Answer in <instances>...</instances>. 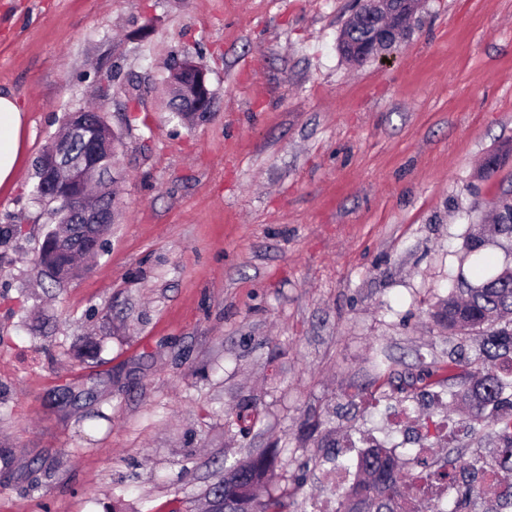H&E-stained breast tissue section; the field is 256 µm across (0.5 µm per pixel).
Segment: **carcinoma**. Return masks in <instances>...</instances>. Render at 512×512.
Returning a JSON list of instances; mask_svg holds the SVG:
<instances>
[{"label":"carcinoma","instance_id":"cac0c4a2","mask_svg":"<svg viewBox=\"0 0 512 512\" xmlns=\"http://www.w3.org/2000/svg\"><path fill=\"white\" fill-rule=\"evenodd\" d=\"M366 35L365 24L354 32L341 30L337 44L340 55L356 60L354 45L367 41ZM87 114L96 137L104 140L108 124L101 110H89ZM35 178L33 193L39 199L52 203L63 194L64 183L56 186L45 183L39 159L35 163ZM111 195L107 200L111 210L106 224H74L72 213L65 207L58 205L52 209V228L45 235L36 260L41 277L61 286L78 275L75 265L78 256L102 251L109 225L122 219L116 189H111ZM493 228L496 232L512 233L511 201L495 203ZM441 317L450 329L476 332L482 362L463 363L453 358L448 366L426 372L419 381L428 386L448 385L451 395L465 404L464 423L471 433L480 431L487 416H492L502 440L501 446L495 449L492 464L502 478H511L512 411H499L508 383L486 363L512 360V273L502 270L475 286L449 292ZM222 416L225 427L243 433L257 424L260 411L256 405L246 402L224 411ZM276 466L274 453L249 454L224 470V477L212 489V495L224 497V512H291L288 492L270 489ZM357 470L356 482L339 495L336 512H413L414 495L424 493L430 478L455 483L454 475L448 472H403L390 451L377 445L361 453ZM496 483L498 480L489 479L484 473L476 474L458 486V493L463 500L480 499Z\"/></svg>","mask_w":512,"mask_h":512}]
</instances>
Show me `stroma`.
Returning a JSON list of instances; mask_svg holds the SVG:
<instances>
[{"instance_id": "obj_1", "label": "stroma", "mask_w": 512, "mask_h": 512, "mask_svg": "<svg viewBox=\"0 0 512 512\" xmlns=\"http://www.w3.org/2000/svg\"><path fill=\"white\" fill-rule=\"evenodd\" d=\"M353 0H0V92L27 114L0 191V512H185L224 467L280 449L296 512L385 443L405 467L491 460L447 387L474 358L435 313L512 267V235L468 248L512 199V0H422L391 59L344 62ZM206 65L212 118L174 119L170 55ZM135 100L105 78L113 65ZM101 104L122 138L124 218L63 287L34 260L50 222L35 161ZM494 170H484L488 158ZM80 399H59L62 386ZM260 421L225 431L219 406ZM456 426L426 457L422 420Z\"/></svg>"}]
</instances>
